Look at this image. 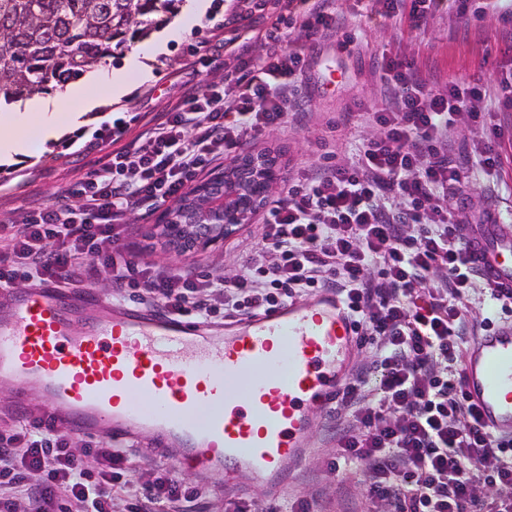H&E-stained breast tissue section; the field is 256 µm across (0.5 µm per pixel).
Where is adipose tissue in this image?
I'll return each mask as SVG.
<instances>
[{"mask_svg": "<svg viewBox=\"0 0 512 512\" xmlns=\"http://www.w3.org/2000/svg\"><path fill=\"white\" fill-rule=\"evenodd\" d=\"M212 9L211 0H186L174 27L140 44L124 65L112 72L95 71L67 84L64 91L14 106L0 113V165L40 157L52 145L96 121L112 103L130 98L150 79L157 58L179 33L198 26Z\"/></svg>", "mask_w": 512, "mask_h": 512, "instance_id": "1", "label": "adipose tissue"}]
</instances>
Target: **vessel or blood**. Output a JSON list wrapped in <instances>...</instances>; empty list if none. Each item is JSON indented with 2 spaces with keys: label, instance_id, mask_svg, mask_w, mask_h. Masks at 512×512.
<instances>
[{
  "label": "vessel or blood",
  "instance_id": "vessel-or-blood-1",
  "mask_svg": "<svg viewBox=\"0 0 512 512\" xmlns=\"http://www.w3.org/2000/svg\"><path fill=\"white\" fill-rule=\"evenodd\" d=\"M474 255L495 288L512 289V226L471 231ZM47 283L0 317V377L35 390L45 423L122 439L141 430L176 443L183 469L280 479L302 456L313 415L347 382L353 322L335 295L290 303L204 335L185 318L119 309L94 318ZM246 385L245 399L235 395ZM463 386L483 427L512 436V324L475 337Z\"/></svg>",
  "mask_w": 512,
  "mask_h": 512
}]
</instances>
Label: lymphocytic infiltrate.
<instances>
[{"mask_svg": "<svg viewBox=\"0 0 512 512\" xmlns=\"http://www.w3.org/2000/svg\"><path fill=\"white\" fill-rule=\"evenodd\" d=\"M446 4L369 0V15L418 28ZM283 8L300 29L325 35L345 21L336 0ZM262 38L258 57L249 43L235 46L226 88L187 89L132 146L113 151L82 182L80 205H37L23 224L0 228V286L88 285L104 268L119 299L159 298L165 315L201 323L332 292L358 343L336 400L344 426L331 469L356 476L370 512H512V438L483 429L462 390L470 334L496 324L470 318L469 303L486 296L512 313V291L492 288L473 264L458 218L469 175L492 178L500 166L501 126L477 106L482 84L438 88L406 57L384 59L385 102L363 115L376 135L359 139L355 161L326 162L266 200L235 278L147 267L122 243L128 213L181 198L243 140L288 123L306 54L279 25ZM471 127L484 139L459 150L455 132ZM69 446L68 434L35 419L0 426V512H189L206 495L111 443L81 456Z\"/></svg>", "mask_w": 512, "mask_h": 512, "instance_id": "1", "label": "lymphocytic infiltrate"}]
</instances>
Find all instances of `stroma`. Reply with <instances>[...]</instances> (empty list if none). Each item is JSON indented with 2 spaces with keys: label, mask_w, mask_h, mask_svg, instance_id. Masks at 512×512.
<instances>
[{
  "label": "stroma",
  "mask_w": 512,
  "mask_h": 512,
  "mask_svg": "<svg viewBox=\"0 0 512 512\" xmlns=\"http://www.w3.org/2000/svg\"><path fill=\"white\" fill-rule=\"evenodd\" d=\"M215 10L192 32L181 33L171 42L167 55L158 58L153 76L130 100L112 104L102 118L55 145L37 161L9 167L0 165V227L21 223L27 210L59 198L79 204L80 180L98 169L101 158L112 152L111 139H101L99 148L86 144L113 122L127 126L126 141L140 133L150 113L166 110L189 80L202 91L223 84L226 69L234 60L225 57L217 64L191 54L193 41L255 37L254 55L266 51L257 35L282 14L281 0H213ZM483 0H469L465 23H454L451 14L439 13L427 27L414 28L408 22H369L363 0H338L347 15L345 28L324 38L305 39L307 62L298 88L301 115L295 127L268 129L247 139L243 152L274 153L281 179L295 176L298 168L312 169L321 163L318 142L325 135V122L339 112H361L381 105L383 88L379 63L382 56L402 54L413 59L430 84L451 80H481L486 96L484 109L494 106L500 79L512 72V27L496 14L482 12ZM501 159L497 180L470 184L465 193L468 207L459 214L466 224L486 223L489 216L512 205V126L506 128L495 146ZM159 213L131 214L125 229L129 239L140 246L139 260L149 266L166 267L174 273L196 267L226 278L241 274L242 251L238 241L256 235L260 216H253L223 243L204 252L181 255L170 251L152 235ZM41 399L35 391L21 390L12 380H0V423L21 415H38ZM336 450V416L325 411L316 417L310 445L302 461L287 464L288 483L278 488L253 481L239 472L233 480L210 471L176 470L179 479L208 488L209 494L193 512H224L228 501L244 498L279 501L283 507L302 496H316L318 512H359L360 496L354 478L331 471L329 462Z\"/></svg>",
  "instance_id": "35a3bbf8"
}]
</instances>
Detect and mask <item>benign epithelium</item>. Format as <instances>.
<instances>
[{
    "label": "benign epithelium",
    "instance_id": "1",
    "mask_svg": "<svg viewBox=\"0 0 512 512\" xmlns=\"http://www.w3.org/2000/svg\"><path fill=\"white\" fill-rule=\"evenodd\" d=\"M275 166V159L267 153L235 159L212 178L215 183L224 182L223 199L201 203L192 211L190 224L173 223V208H167L157 225V236L166 247L179 254L209 249L247 223L263 204L277 179ZM221 204L224 205V219L218 223L209 222L212 210Z\"/></svg>",
    "mask_w": 512,
    "mask_h": 512
}]
</instances>
